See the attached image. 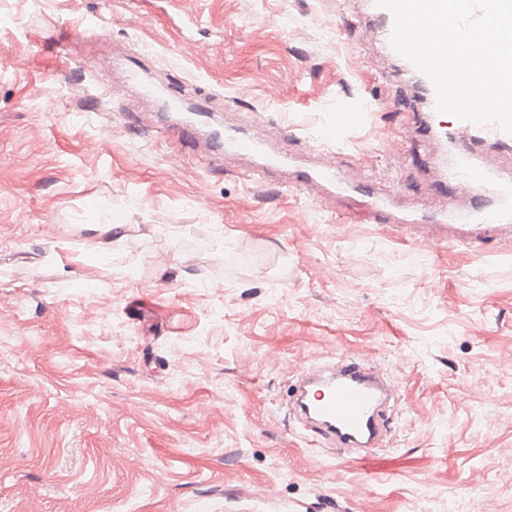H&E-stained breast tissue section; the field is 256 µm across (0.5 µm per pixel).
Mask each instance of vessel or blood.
<instances>
[{
	"instance_id": "b4317fda",
	"label": "vessel or blood",
	"mask_w": 512,
	"mask_h": 512,
	"mask_svg": "<svg viewBox=\"0 0 512 512\" xmlns=\"http://www.w3.org/2000/svg\"><path fill=\"white\" fill-rule=\"evenodd\" d=\"M408 80L417 83L424 99L428 136L447 145L449 159H437L442 183L451 193L444 209L418 215L398 209L392 195H372L369 213L372 223L383 224L430 251L440 244H478L490 240L512 243V180L504 179L479 161L478 147L502 154L512 153V135L497 125H477L469 121L446 122L435 109V90L429 79L411 63H404ZM367 117L364 108L339 109L336 119L325 124L313 137L315 152L336 143L346 127L361 125ZM177 137L193 141L205 137L211 151L227 158H257L259 167L246 176L262 182L269 169L283 166V157L258 137L221 126H205L194 118L181 122ZM293 181L319 205L330 196L359 190L358 173H347L322 163L294 171ZM394 395L376 366L358 354L338 355L334 361L299 369L292 408L297 431L312 442L339 448L382 447L390 431Z\"/></svg>"
}]
</instances>
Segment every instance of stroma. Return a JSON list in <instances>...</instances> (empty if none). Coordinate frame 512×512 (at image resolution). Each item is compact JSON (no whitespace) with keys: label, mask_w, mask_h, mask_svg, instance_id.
Masks as SVG:
<instances>
[{"label":"stroma","mask_w":512,"mask_h":512,"mask_svg":"<svg viewBox=\"0 0 512 512\" xmlns=\"http://www.w3.org/2000/svg\"><path fill=\"white\" fill-rule=\"evenodd\" d=\"M337 0H0V512H512V246L422 252L365 197L316 205L284 171L142 130L126 74L98 95L58 37L257 134L290 166L371 101L339 168L439 210L424 105ZM407 159L396 164L387 142ZM104 224H122L107 252ZM355 352L400 386L364 462L296 435V363ZM366 109V105H361L355 110H346L339 106L338 112L336 113V121L325 124L315 137L311 138L314 148L313 151L319 155L335 154V152L325 151L323 146L337 143L344 127L361 125L367 117Z\"/></svg>","instance_id":"1"}]
</instances>
